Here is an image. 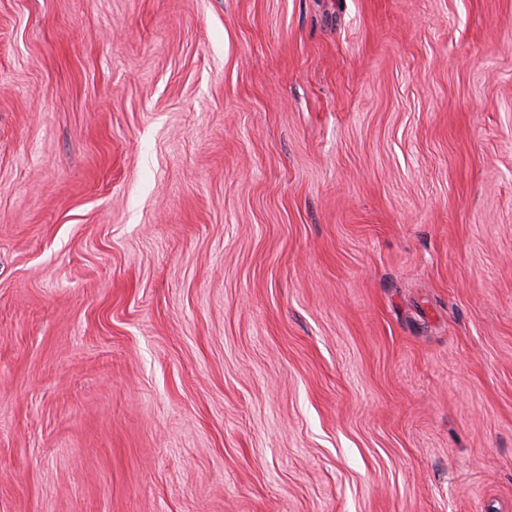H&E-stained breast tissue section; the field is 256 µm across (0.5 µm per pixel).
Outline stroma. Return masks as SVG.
<instances>
[{
    "label": "stroma",
    "mask_w": 512,
    "mask_h": 512,
    "mask_svg": "<svg viewBox=\"0 0 512 512\" xmlns=\"http://www.w3.org/2000/svg\"><path fill=\"white\" fill-rule=\"evenodd\" d=\"M0 512H512V0H0Z\"/></svg>",
    "instance_id": "obj_1"
}]
</instances>
